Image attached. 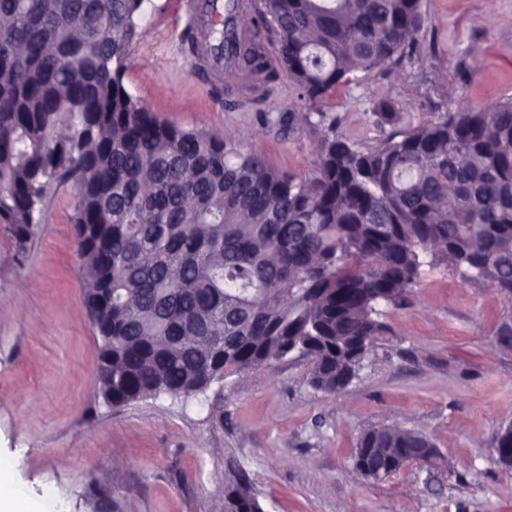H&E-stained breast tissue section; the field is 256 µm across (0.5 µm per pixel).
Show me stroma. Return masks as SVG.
Masks as SVG:
<instances>
[{"mask_svg":"<svg viewBox=\"0 0 512 512\" xmlns=\"http://www.w3.org/2000/svg\"><path fill=\"white\" fill-rule=\"evenodd\" d=\"M179 0H148L124 85L159 118L230 137L274 169L311 175L319 132L284 116L301 106L288 77L252 101L215 95L223 74L182 48ZM411 58L340 87L323 110L359 145L464 105L512 99V0H422ZM395 116L381 122L383 97ZM72 184L49 186L25 246L0 224V456L31 498L59 512H224L237 473L264 512H512V467L494 440L512 425V344L498 343L512 301L459 271L423 266L356 379L328 395L290 355L189 399L119 407L96 391L99 341L84 305ZM426 433L440 456L372 482L352 452L366 429Z\"/></svg>","mask_w":512,"mask_h":512,"instance_id":"1","label":"stroma"}]
</instances>
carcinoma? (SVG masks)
<instances>
[{
  "label": "carcinoma",
  "instance_id": "1",
  "mask_svg": "<svg viewBox=\"0 0 512 512\" xmlns=\"http://www.w3.org/2000/svg\"><path fill=\"white\" fill-rule=\"evenodd\" d=\"M144 2L0 0V223L24 246L48 184L73 185L104 403L189 397L291 353L315 389L340 392L384 329L377 307L405 298L424 254L512 298V101L368 146L317 109L352 75L410 57L421 0L255 7L241 71L301 90L308 111L288 120L321 128L306 178L133 98L123 76ZM422 443L388 425L356 448ZM224 499V512H263L244 472Z\"/></svg>",
  "mask_w": 512,
  "mask_h": 512
}]
</instances>
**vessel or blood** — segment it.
<instances>
[{"instance_id":"obj_1","label":"vessel or blood","mask_w":512,"mask_h":512,"mask_svg":"<svg viewBox=\"0 0 512 512\" xmlns=\"http://www.w3.org/2000/svg\"><path fill=\"white\" fill-rule=\"evenodd\" d=\"M183 27L203 34V52L211 70L236 67L244 45L240 15H227L224 0H182Z\"/></svg>"}]
</instances>
